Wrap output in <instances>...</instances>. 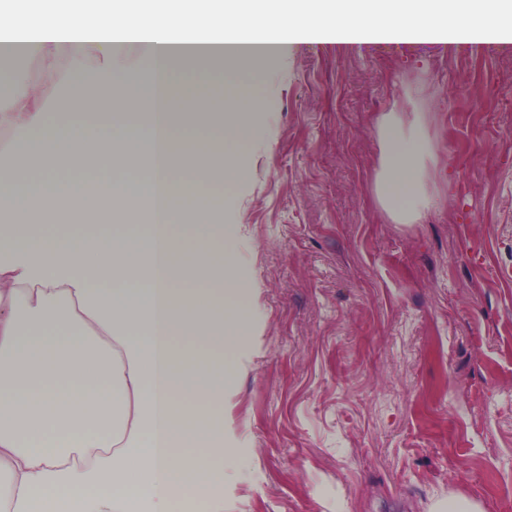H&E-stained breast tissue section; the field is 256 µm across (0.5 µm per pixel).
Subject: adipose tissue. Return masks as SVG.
Returning <instances> with one entry per match:
<instances>
[{
	"label": "adipose tissue",
	"instance_id": "adipose-tissue-1",
	"mask_svg": "<svg viewBox=\"0 0 512 512\" xmlns=\"http://www.w3.org/2000/svg\"><path fill=\"white\" fill-rule=\"evenodd\" d=\"M258 0L186 12L173 31L164 17L145 21L146 0H123L119 11L83 10L58 25L42 16L0 14V41L29 49L41 70L68 82V111H85L88 131L47 121L43 86L13 76L15 90L0 106V130L16 138L0 148V512H45L52 497H86V512H128L131 501L147 512H174L173 481L204 498L224 490L211 454L224 457L223 420L209 416L224 379L197 351H222L239 340L235 301L245 294L232 244L204 254L178 245L172 223L212 217L208 207H177L187 189L175 173V155L196 159L205 140L182 138L175 112L192 117L207 107L195 87L215 84L201 69L178 76L184 43L272 44L279 54L299 45L297 32L335 33L337 44L369 35L402 49L438 27L453 48L488 43L479 15L482 0H341L334 11L279 8L267 24ZM235 78L224 81L241 112L224 115L225 154L246 151L252 130L248 108L262 99L265 53L227 52ZM150 76L153 96L140 122L113 129L99 113L90 86L112 88ZM380 145L374 193L394 223L416 224L436 201L426 183L437 161L422 112H386L377 120ZM58 157L88 165L138 155L147 168L138 185L108 182L111 211L150 216L139 237H99L77 246L70 236L41 239L26 218L44 207L77 217L101 201L72 182L14 178L6 167L18 154ZM187 277L223 287L224 302L183 288ZM191 443L193 455L176 454ZM106 494H97L101 485Z\"/></svg>",
	"mask_w": 512,
	"mask_h": 512
}]
</instances>
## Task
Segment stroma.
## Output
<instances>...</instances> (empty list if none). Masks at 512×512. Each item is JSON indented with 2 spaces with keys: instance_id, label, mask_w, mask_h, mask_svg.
I'll use <instances>...</instances> for the list:
<instances>
[{
  "instance_id": "stroma-1",
  "label": "stroma",
  "mask_w": 512,
  "mask_h": 512,
  "mask_svg": "<svg viewBox=\"0 0 512 512\" xmlns=\"http://www.w3.org/2000/svg\"><path fill=\"white\" fill-rule=\"evenodd\" d=\"M425 112L436 208L376 204V120ZM258 142L206 227L247 285L224 375V494L211 512H512V52L336 51L265 66ZM28 178L138 183L145 166L20 161ZM432 512H484L481 501L461 495L448 496V502H437Z\"/></svg>"
}]
</instances>
